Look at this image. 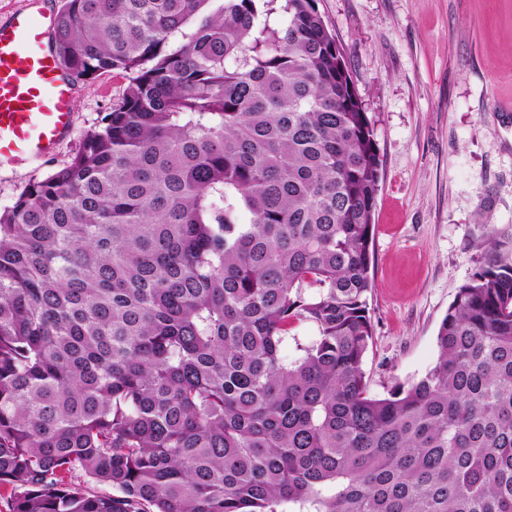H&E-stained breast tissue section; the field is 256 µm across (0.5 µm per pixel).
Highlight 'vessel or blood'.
Wrapping results in <instances>:
<instances>
[{"label":"vessel or blood","mask_w":512,"mask_h":512,"mask_svg":"<svg viewBox=\"0 0 512 512\" xmlns=\"http://www.w3.org/2000/svg\"><path fill=\"white\" fill-rule=\"evenodd\" d=\"M46 17L22 10L0 24V163L51 153L74 126V87L50 45Z\"/></svg>","instance_id":"1"}]
</instances>
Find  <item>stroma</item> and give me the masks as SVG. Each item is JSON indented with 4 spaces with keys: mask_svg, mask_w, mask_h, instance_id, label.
Returning <instances> with one entry per match:
<instances>
[{
    "mask_svg": "<svg viewBox=\"0 0 512 512\" xmlns=\"http://www.w3.org/2000/svg\"><path fill=\"white\" fill-rule=\"evenodd\" d=\"M381 161L374 215L371 394L420 378L458 288L512 256V0H318ZM74 131L54 155L0 165V213L69 165L127 86L76 80Z\"/></svg>",
    "mask_w": 512,
    "mask_h": 512,
    "instance_id": "35a3bbf8",
    "label": "stroma"
}]
</instances>
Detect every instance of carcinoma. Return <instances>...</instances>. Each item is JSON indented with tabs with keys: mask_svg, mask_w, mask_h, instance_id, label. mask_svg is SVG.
Returning <instances> with one entry per match:
<instances>
[{
	"mask_svg": "<svg viewBox=\"0 0 512 512\" xmlns=\"http://www.w3.org/2000/svg\"><path fill=\"white\" fill-rule=\"evenodd\" d=\"M52 47L128 85L0 214L8 512H512V259L368 389L380 158L317 0H63Z\"/></svg>",
	"mask_w": 512,
	"mask_h": 512,
	"instance_id": "1",
	"label": "carcinoma"
}]
</instances>
